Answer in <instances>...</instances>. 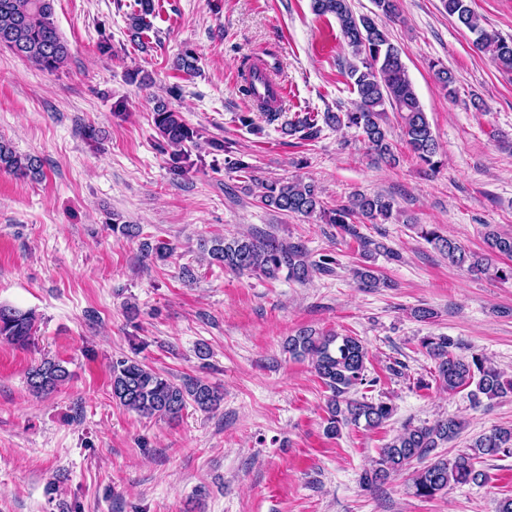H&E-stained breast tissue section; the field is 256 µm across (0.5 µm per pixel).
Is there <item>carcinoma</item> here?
<instances>
[{
	"label": "carcinoma",
	"mask_w": 512,
	"mask_h": 512,
	"mask_svg": "<svg viewBox=\"0 0 512 512\" xmlns=\"http://www.w3.org/2000/svg\"><path fill=\"white\" fill-rule=\"evenodd\" d=\"M54 2L0 0V49H9L42 71H57L68 58L70 48L55 24ZM373 3L376 11L357 16L348 0H312L316 14L336 18L344 41L357 59L344 67L349 85L356 93L352 107L344 112L324 113V124L356 130L373 159L391 165L397 158L385 127L386 112L390 109L398 113L402 135L416 158L435 170L441 160L437 159L438 144L426 112L408 76L401 52L390 42L385 27L379 24L380 17L390 18L397 14L398 0H373ZM442 3L448 16L475 35L476 46L491 53L499 69L512 71V37L493 35L483 29L469 0H442ZM136 4L139 9L130 16L134 37L156 11L155 0H136ZM430 68L442 88L453 93L455 79L448 68L438 62L431 63ZM154 123L165 142L177 148L172 155L174 170L183 171L181 162L186 154L179 149L193 141L194 131L178 113L163 104L155 109ZM285 126L288 134L299 133L308 141L317 139L321 133L317 116L310 112L296 115ZM224 165L247 179L252 178L254 166L242 156H228L224 158ZM0 171L33 179L42 175L41 164L35 157L18 154L3 138H0ZM260 187L259 202L263 206L284 215L319 217L354 239L363 258H369L383 248L361 235L355 220L365 219L372 223L389 220L394 200L388 196L354 193L345 203L329 208L322 199L320 187L313 182L273 179L261 181ZM420 228V237L447 257L451 264L475 274L512 279V235L501 234L488 224L485 232L487 249L472 252L442 233L436 224H422ZM203 251L211 262L234 273L276 279L284 272L288 279L299 283L307 281L314 272L331 274L337 265V259L331 253L311 260L302 244L286 242L270 233L216 237L211 239L210 245L203 247ZM354 277L364 289L390 287L368 266L356 269ZM34 335L31 312L0 304V339L25 346ZM420 345L435 362V374L448 392L473 385L475 389L469 396L475 403L480 402L482 395L493 399L512 394V380L504 379L503 374L479 354L455 355V343L451 338L424 336ZM286 350L294 357L309 358L316 374L330 391L326 435L333 438L349 425L378 428L392 417L394 408L385 401L350 397L357 387L374 383L365 374L368 350L358 337L319 334L313 329L302 328L288 337ZM67 377L68 370L62 362L47 359L30 368L27 384L36 394H48ZM112 398L144 417L176 420L190 403L204 412L213 410L220 404L222 394L216 387L197 378L173 382L139 361L125 357L112 363ZM461 430V422L453 417L438 419L431 425L405 427L381 449L379 458L362 475V483L376 488L391 475L410 470L414 495L433 499L447 494L457 485L486 482L487 474L477 468L485 457L512 458V425L498 426L479 435L467 450L452 458L435 453L440 445L456 438ZM415 461L421 466L414 469L412 463Z\"/></svg>",
	"instance_id": "carcinoma-1"
}]
</instances>
